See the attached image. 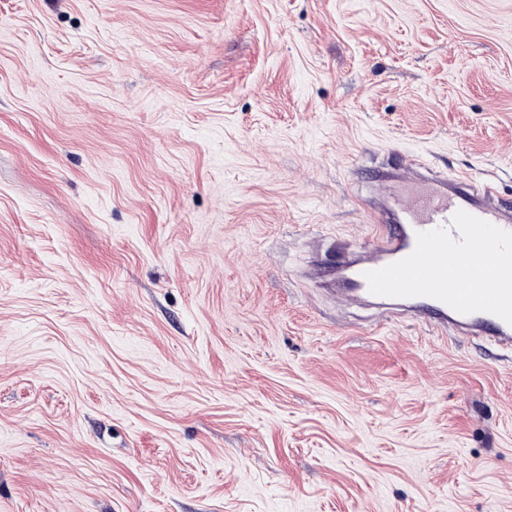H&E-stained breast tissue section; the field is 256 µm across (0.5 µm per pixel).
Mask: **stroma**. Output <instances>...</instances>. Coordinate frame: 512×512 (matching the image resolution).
<instances>
[{
  "instance_id": "35a3bbf8",
  "label": "stroma",
  "mask_w": 512,
  "mask_h": 512,
  "mask_svg": "<svg viewBox=\"0 0 512 512\" xmlns=\"http://www.w3.org/2000/svg\"><path fill=\"white\" fill-rule=\"evenodd\" d=\"M392 151L512 199V0H0V512H512V361L302 276Z\"/></svg>"
}]
</instances>
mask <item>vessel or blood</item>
Here are the masks:
<instances>
[{
  "label": "vessel or blood",
  "instance_id": "b4317fda",
  "mask_svg": "<svg viewBox=\"0 0 512 512\" xmlns=\"http://www.w3.org/2000/svg\"><path fill=\"white\" fill-rule=\"evenodd\" d=\"M371 238L339 240L309 274L329 297L386 320L512 348V204L493 181L392 157L373 175Z\"/></svg>",
  "mask_w": 512,
  "mask_h": 512
}]
</instances>
